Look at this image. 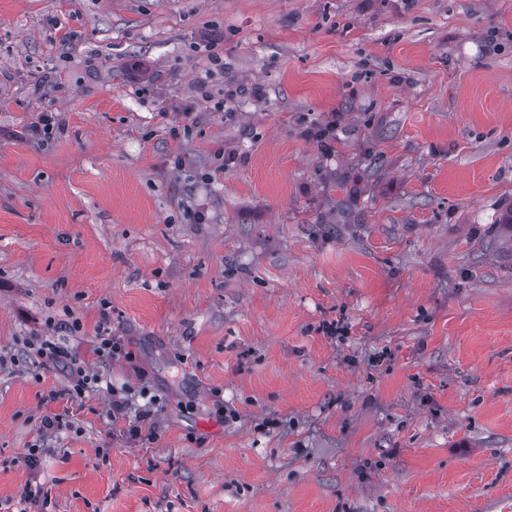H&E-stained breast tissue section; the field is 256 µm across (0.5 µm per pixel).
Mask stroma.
Segmentation results:
<instances>
[{
	"label": "stroma",
	"mask_w": 512,
	"mask_h": 512,
	"mask_svg": "<svg viewBox=\"0 0 512 512\" xmlns=\"http://www.w3.org/2000/svg\"><path fill=\"white\" fill-rule=\"evenodd\" d=\"M511 208L512 0H0V512H512ZM37 353L42 357L52 360L59 358H65L70 360V372L73 374V385L71 391H73L74 393L81 395L82 393H85L89 389L98 387L99 378L97 374H87L83 367L78 364L76 357H69L67 351H64L63 349L56 347L53 343L42 344L38 348Z\"/></svg>",
	"instance_id": "35a3bbf8"
}]
</instances>
